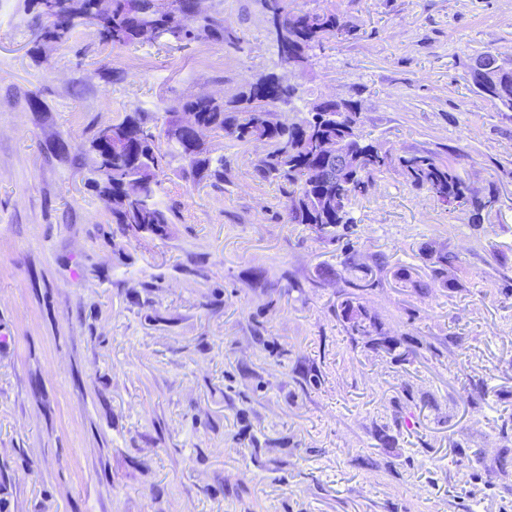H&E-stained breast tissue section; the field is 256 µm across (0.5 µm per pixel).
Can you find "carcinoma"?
Returning a JSON list of instances; mask_svg holds the SVG:
<instances>
[{
    "instance_id": "carcinoma-1",
    "label": "carcinoma",
    "mask_w": 512,
    "mask_h": 512,
    "mask_svg": "<svg viewBox=\"0 0 512 512\" xmlns=\"http://www.w3.org/2000/svg\"><path fill=\"white\" fill-rule=\"evenodd\" d=\"M264 23L278 16L283 39L276 41L282 63L292 76L312 53L351 33L349 23L333 9L294 7L290 0H259ZM33 13L31 55L46 59V51L66 42L79 27H92L99 42L111 48L130 46L145 40V32L157 30L178 40L237 41L224 27V16L217 9L207 11L200 0H173V10L158 12L153 0H25ZM484 70L470 74L472 88L484 96L499 112H512V69L503 71L485 52ZM298 98L297 86L284 84L274 73L261 74L243 85L229 98L195 96L167 106L157 119L135 108L112 122V132L123 139L124 147L112 153V161L102 162L87 149L91 166L88 183L97 195L112 199V223L115 231L129 234L138 224L144 231L160 235L179 219L178 212L162 201V180L147 181L142 187L144 200L127 197L129 179L154 169L162 174L174 161L182 163L181 178L200 183L224 181L228 160L215 158L204 136L193 129L175 128L179 112L197 113L198 125L207 132L220 133L240 143L259 142L263 152L254 165L262 181L278 184L287 223L305 224L321 240H334L340 230L352 229V201L371 190L374 176L397 168L414 187L424 189L448 212L466 206L471 223L483 221V212L492 198L472 194L469 184L450 163L425 154L395 155L382 145L368 141L359 129L358 101L316 99L306 106L298 120L284 124L277 112ZM345 139L348 153L357 161L351 180L343 186L336 182V158L316 151L319 139ZM458 262L450 252L436 257L432 280L444 286H457L449 270ZM353 288L338 306L339 316L350 336L375 338V344L395 351L401 342L388 336L378 319L361 302L359 292L372 286L366 278L348 281Z\"/></svg>"
}]
</instances>
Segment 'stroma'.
Returning <instances> with one entry per match:
<instances>
[{"label":"stroma","instance_id":"obj_1","mask_svg":"<svg viewBox=\"0 0 512 512\" xmlns=\"http://www.w3.org/2000/svg\"><path fill=\"white\" fill-rule=\"evenodd\" d=\"M294 2L355 28L295 77L303 101L358 100L364 133L495 206L473 227L390 170L327 242L284 223L259 144L214 136L225 181L166 169L179 220L116 234L92 130L287 76L257 0L204 2L235 45L113 50L82 27L42 64L25 0H0V512H512V112L468 81L473 56H512V0ZM349 248L409 361L347 336ZM443 251L458 288L397 278Z\"/></svg>","mask_w":512,"mask_h":512}]
</instances>
